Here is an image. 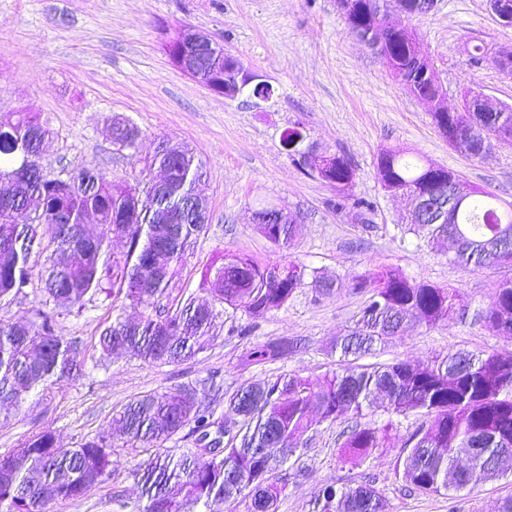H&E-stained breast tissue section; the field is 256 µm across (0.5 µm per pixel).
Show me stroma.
Wrapping results in <instances>:
<instances>
[{"instance_id":"1","label":"stroma","mask_w":512,"mask_h":512,"mask_svg":"<svg viewBox=\"0 0 512 512\" xmlns=\"http://www.w3.org/2000/svg\"><path fill=\"white\" fill-rule=\"evenodd\" d=\"M389 20L411 29L432 64L448 107L481 93L494 105L512 106V74L492 57L512 50V25L503 24L488 0H436L425 15L401 13L394 0ZM190 24L269 83L272 95L224 98L182 73L164 43ZM484 56L473 59V45ZM29 108L49 117L57 133L41 164L51 173L95 167L117 181L139 175V159L159 140L188 145L205 163L199 191L209 220L168 290L174 307L197 292L202 271L236 254L259 264L291 261L316 273L283 308L256 321L240 311L223 316L211 347L194 359L148 364L128 355L99 363L101 330L113 316L136 318L132 307L114 308L97 296L84 308L59 317V334L78 339L82 374L38 388L0 417V454L43 429L71 447L109 436L125 464L78 500L51 502L48 512H140V487L127 463L135 453L123 445L112 414L131 398L196 386L215 417L234 421L229 396L281 373L312 378L334 369L333 346L363 308L366 294L352 282L367 270L396 266L410 278L457 288L463 317L433 328L407 326L361 357V364L399 360L427 362L448 352H512V337L487 330L477 312L497 285L512 280V264L464 270L448 246L433 249L402 233L403 198L387 196L377 178L378 155L408 151L444 166L468 185L512 202V142L474 158L454 151L429 108L411 95L392 71L349 31L336 0H0V119ZM137 126L134 149L117 151L113 119ZM302 126L318 150L344 155L356 178L351 198L370 203L366 213L337 207L333 186L283 150L282 133ZM278 207L295 214L299 231L290 249H279L258 231L253 214ZM335 282L331 293L319 284ZM295 347L283 359L250 365L247 353L269 340ZM388 438L361 465L343 461L346 419L315 420L299 448L279 470L283 492L277 512H311L320 489L372 481L384 512H499L512 497V462L498 478L477 481L451 494L421 495L394 471L405 441L420 427L417 414L376 410Z\"/></svg>"}]
</instances>
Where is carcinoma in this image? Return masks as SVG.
I'll return each mask as SVG.
<instances>
[{"instance_id": "obj_1", "label": "carcinoma", "mask_w": 512, "mask_h": 512, "mask_svg": "<svg viewBox=\"0 0 512 512\" xmlns=\"http://www.w3.org/2000/svg\"><path fill=\"white\" fill-rule=\"evenodd\" d=\"M345 20L351 32L392 70L420 100H440V88L425 77L430 61L419 56L416 36L395 30L385 18V0H348ZM202 68L232 78L231 63L206 57ZM471 112H434L437 128L457 152L486 154L492 141H512V107L481 111L474 97ZM53 139L50 121L32 110L13 113L0 125V302L32 284V257L52 249L38 280L44 292L34 319L0 321V411L22 403L37 388L78 376L77 342L56 334L62 308H82L86 297L123 298L139 309V320L121 316L99 336V361L121 348L148 363L187 360L210 346L221 312L216 305L242 310L261 319L285 306L304 285L306 268L280 280L279 264L261 266L235 257V266L205 275L211 300L198 304L188 297L170 311L161 304L188 250L204 231L185 210L192 185L206 175L205 164L189 148L176 160L156 149L140 160L142 180L113 181L95 168H83L62 181L48 174L33 183H14L10 174L28 155L40 164ZM377 171L383 190L408 198L401 217L409 233L427 242L448 239L452 262L467 270L512 263V206H502L489 192L474 188L454 172L399 151H384ZM328 179L339 192L336 207L349 199L355 180L349 160L336 154ZM468 191L460 206L449 203L457 187ZM67 220L58 224L54 212ZM97 236L86 233L89 223ZM272 244L288 249L297 225L260 224ZM125 239L126 250L111 252L112 238ZM352 288L369 294L355 326L336 340L344 358L338 369L319 379L280 374L244 386L229 398L240 428L224 446H215L210 461L199 466L194 453L179 456L161 447L191 424L199 439L220 421L199 400L196 387L185 385L169 394L149 393L121 407L113 421L126 446L153 450L130 470L145 500L142 512H207L213 502L242 504L246 512H276L281 487L276 470L293 455L312 427L311 416L336 421L350 414L354 423L343 431V454L359 464L387 438L386 429L367 422L384 394L385 410L427 417L404 443L395 470L412 490L440 494L462 489L478 478L491 479L505 456L512 455V355L450 352L432 363L398 361L356 366L349 357L369 352L396 335L404 323L428 328L460 316L458 290L410 279L396 267L361 275ZM484 326L512 336V281L501 282L492 300L478 312ZM291 343L269 341L247 356L250 364L284 357ZM115 460L106 436L67 448L46 428L20 449L0 454V512H47L57 499H79L112 476ZM317 512H381V494L370 484L329 485L314 501Z\"/></svg>"}]
</instances>
